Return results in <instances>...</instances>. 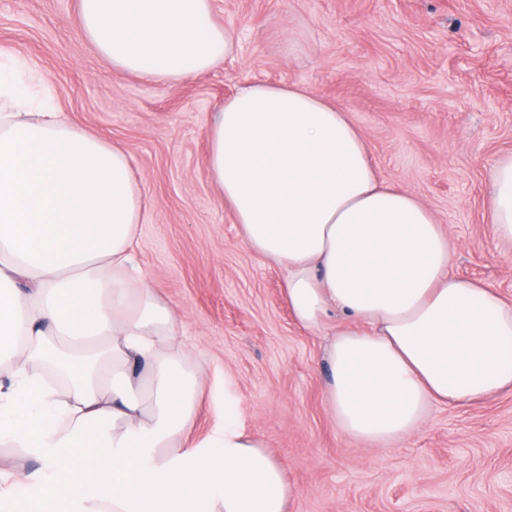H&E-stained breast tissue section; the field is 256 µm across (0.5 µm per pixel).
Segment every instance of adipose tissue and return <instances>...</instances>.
Segmentation results:
<instances>
[{
	"mask_svg": "<svg viewBox=\"0 0 512 512\" xmlns=\"http://www.w3.org/2000/svg\"><path fill=\"white\" fill-rule=\"evenodd\" d=\"M78 23L113 68L150 80L194 78L237 51L212 0H79ZM207 171L244 243L283 270L296 324L327 336L325 399L344 437L392 446L430 405L512 393V303L452 272L448 234L379 176L344 109L302 85L249 84L208 130ZM143 208L128 154L1 60L0 442L39 467L0 474V508L290 512L297 489L238 405L219 436L186 434L203 376L169 304L126 273ZM488 209L512 244V153L491 170ZM334 310L349 326L330 330Z\"/></svg>",
	"mask_w": 512,
	"mask_h": 512,
	"instance_id": "ef3b65f1",
	"label": "adipose tissue"
}]
</instances>
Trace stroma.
<instances>
[{"instance_id": "obj_1", "label": "stroma", "mask_w": 512, "mask_h": 512, "mask_svg": "<svg viewBox=\"0 0 512 512\" xmlns=\"http://www.w3.org/2000/svg\"><path fill=\"white\" fill-rule=\"evenodd\" d=\"M235 56L179 84L112 67L82 34L77 0H0V55L86 134L127 152L146 201L135 262L175 310L206 372L189 436L224 399L263 437L298 495L291 512H512V394L432 406L394 448L343 437L324 399L325 337L300 329L284 273L247 247L206 169L225 98L263 81L347 110L382 178L450 237L453 272L512 301V246L489 222L494 162L512 153V0H212Z\"/></svg>"}]
</instances>
